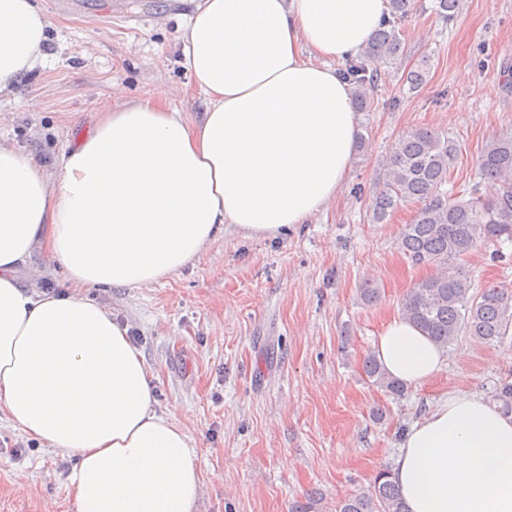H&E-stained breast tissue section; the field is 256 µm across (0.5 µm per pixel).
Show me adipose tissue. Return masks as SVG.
<instances>
[{
  "mask_svg": "<svg viewBox=\"0 0 512 512\" xmlns=\"http://www.w3.org/2000/svg\"><path fill=\"white\" fill-rule=\"evenodd\" d=\"M388 0H199L184 54L200 119L156 92L102 113L54 176L0 143V412L72 452L76 512H195L201 478L185 430L155 408L126 326L82 288H141L193 261L225 225L273 235L333 200L357 114L333 68L357 54ZM37 0H0V93L43 59ZM41 250L73 294H36L18 267ZM376 354L421 385L445 350L395 316ZM409 512H512V415L449 394L402 438L393 468Z\"/></svg>",
  "mask_w": 512,
  "mask_h": 512,
  "instance_id": "1",
  "label": "adipose tissue"
}]
</instances>
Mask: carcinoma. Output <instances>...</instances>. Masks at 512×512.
Returning a JSON list of instances; mask_svg holds the SVG:
<instances>
[{"label":"carcinoma","instance_id":"carcinoma-1","mask_svg":"<svg viewBox=\"0 0 512 512\" xmlns=\"http://www.w3.org/2000/svg\"><path fill=\"white\" fill-rule=\"evenodd\" d=\"M461 0H433L432 11L443 22L454 20ZM414 8L413 0H390V13L361 53L345 61L339 77L353 88L356 108H370L381 82L389 75L418 91L426 83L428 60L408 65V50L398 23ZM457 142L436 130L416 127L394 142L375 183L371 218L384 223L399 207L416 204L410 223L397 240L398 250L415 266L434 273L407 292L402 315L428 338L446 349L462 333L484 345L497 343L512 326V292L497 285L478 291L463 262L481 242H512V133L489 140L477 163V177L498 185L495 196L483 199L473 189L470 198H454L444 190ZM363 373L374 385L395 396L405 385L391 378L375 355L364 358ZM336 512H407L391 470L382 469L370 486L339 502Z\"/></svg>","mask_w":512,"mask_h":512}]
</instances>
